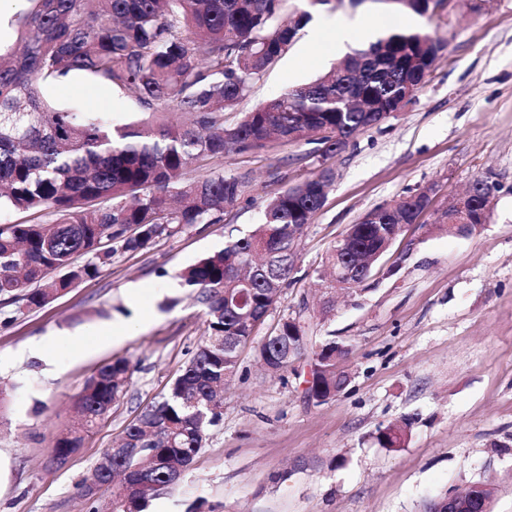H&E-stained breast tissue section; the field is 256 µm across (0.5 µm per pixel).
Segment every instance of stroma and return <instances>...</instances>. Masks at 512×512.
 <instances>
[{
  "label": "stroma",
  "mask_w": 512,
  "mask_h": 512,
  "mask_svg": "<svg viewBox=\"0 0 512 512\" xmlns=\"http://www.w3.org/2000/svg\"><path fill=\"white\" fill-rule=\"evenodd\" d=\"M375 19L380 31L411 18L440 39L422 88L400 111L323 158L316 144L271 143L192 166L244 174L245 197L218 224H197L111 265L44 308L0 321V512H88L77 486L141 411L164 396L202 340L204 308L178 275L251 230L266 203L322 165L336 171L326 202L298 242V264L258 331L267 336L307 301L317 340L348 348L350 378L336 397L306 396L308 366L273 376L254 345L240 353L210 428L184 478L148 512H186L199 498L224 512H428L438 496L482 483L492 512H512V0H439L413 15L392 0H284L281 20ZM340 58L330 41L300 30L288 50L225 110L224 123L288 87L310 82ZM56 107L127 123L141 107L126 90L79 72L46 85ZM496 184L489 218L471 235L438 217L475 179ZM430 191L432 204L408 226L352 295L337 294L319 318L316 278L330 248L370 209ZM121 342L95 339L103 324ZM129 361L127 394L114 402L64 465L52 443L66 432L87 378ZM405 425L402 447L376 436Z\"/></svg>",
  "instance_id": "obj_1"
}]
</instances>
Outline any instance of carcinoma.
I'll return each instance as SVG.
<instances>
[{
  "mask_svg": "<svg viewBox=\"0 0 512 512\" xmlns=\"http://www.w3.org/2000/svg\"><path fill=\"white\" fill-rule=\"evenodd\" d=\"M17 18L20 44L0 45V210L57 216L0 224V313L40 309L118 252L143 250L195 224H216L245 197L248 179L213 171L183 180L194 162L236 154L270 141L320 145L327 158L361 130L389 118L418 91L444 44L424 30L395 28L347 54L317 79L288 88L224 126V110L243 100L311 19L301 12L278 23L283 0H33ZM87 72L133 90L149 118L115 125L101 116L58 109L42 83ZM336 172L324 166L264 207L261 223L180 273L206 309V332L167 395L145 408L118 442L126 456L103 452L78 493L99 512L98 493L112 488L111 512H147L173 488L201 450L224 405V383L239 350L254 336L295 270L297 239L322 209ZM468 203L476 230L493 189L475 181ZM424 211L406 196L372 224H353L328 252L332 295L373 272L392 246L393 227ZM92 255L81 264L78 258ZM13 310H8V307ZM307 302L261 341L257 359L272 375L303 358L316 366L308 392L316 403L348 382V350L310 336ZM132 369L124 359L101 367L84 385L72 429L54 455L80 447L112 401L125 394ZM406 428L386 427L377 441L399 448Z\"/></svg>",
  "mask_w": 512,
  "mask_h": 512,
  "instance_id": "obj_1",
  "label": "carcinoma"
}]
</instances>
